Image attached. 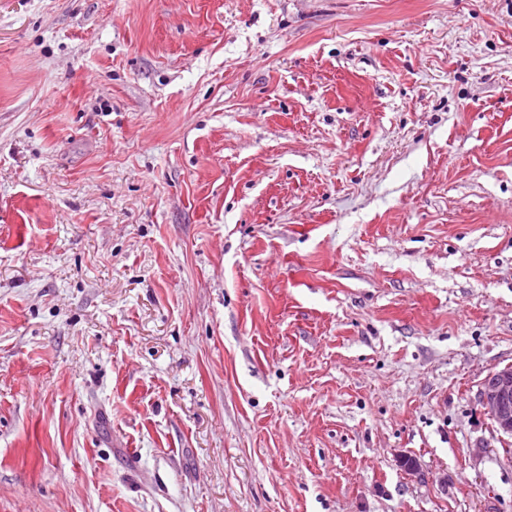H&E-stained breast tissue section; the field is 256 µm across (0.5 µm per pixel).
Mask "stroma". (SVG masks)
<instances>
[{
  "label": "stroma",
  "instance_id": "35a3bbf8",
  "mask_svg": "<svg viewBox=\"0 0 512 512\" xmlns=\"http://www.w3.org/2000/svg\"><path fill=\"white\" fill-rule=\"evenodd\" d=\"M510 364L512 0H0V512H512ZM479 403L496 429L512 437V365L492 371L484 378Z\"/></svg>",
  "mask_w": 512,
  "mask_h": 512
}]
</instances>
